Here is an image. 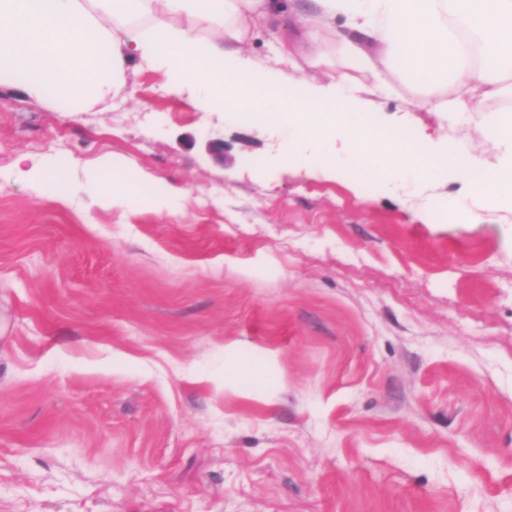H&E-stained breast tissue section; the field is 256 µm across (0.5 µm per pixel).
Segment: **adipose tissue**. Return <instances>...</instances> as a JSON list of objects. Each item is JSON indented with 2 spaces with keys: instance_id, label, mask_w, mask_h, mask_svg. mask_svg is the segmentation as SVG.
Masks as SVG:
<instances>
[{
  "instance_id": "obj_1",
  "label": "adipose tissue",
  "mask_w": 512,
  "mask_h": 512,
  "mask_svg": "<svg viewBox=\"0 0 512 512\" xmlns=\"http://www.w3.org/2000/svg\"><path fill=\"white\" fill-rule=\"evenodd\" d=\"M286 13L321 62L329 56L323 32L342 20V52L377 91L392 92L396 72L454 86L452 95L425 97L428 112L470 118L481 97L505 91L512 72V0H0V84L20 81L28 97L78 113L119 89L134 61L199 111L231 102L260 125L287 117L299 141L290 166L318 165L322 158L304 145L329 142L325 159L339 171L379 162L389 173L461 179L468 192L449 198V214L473 218L476 199L512 210V116L484 130L503 150L493 170L462 145L435 148L421 128L384 137L348 76L324 85L298 65L270 67L243 55L258 21L273 27ZM91 175L111 206L126 209L153 180L148 173L129 180L121 164L111 178L99 167Z\"/></svg>"
}]
</instances>
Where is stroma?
Returning a JSON list of instances; mask_svg holds the SVG:
<instances>
[{
    "instance_id": "obj_1",
    "label": "stroma",
    "mask_w": 512,
    "mask_h": 512,
    "mask_svg": "<svg viewBox=\"0 0 512 512\" xmlns=\"http://www.w3.org/2000/svg\"><path fill=\"white\" fill-rule=\"evenodd\" d=\"M394 87L370 120L497 166L512 98L455 124ZM287 129L135 64L75 114L0 86V512H512V214L291 167ZM21 154L71 160L70 192ZM112 159L176 209L106 205L86 176ZM22 163H29L26 170H21ZM16 167L32 181L44 184L49 190L62 194L69 184L70 163L66 160L44 166L43 161L35 160L27 155H21L16 160Z\"/></svg>"
}]
</instances>
